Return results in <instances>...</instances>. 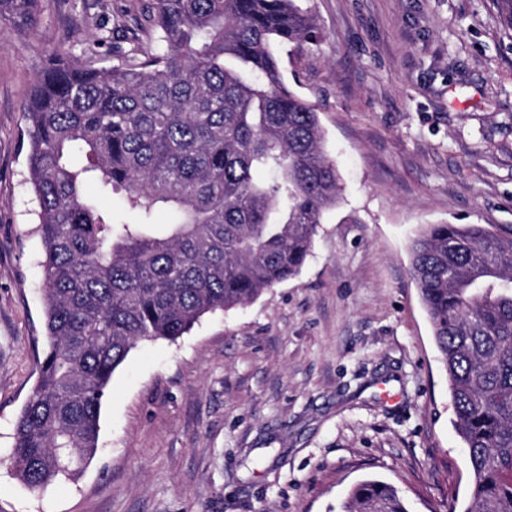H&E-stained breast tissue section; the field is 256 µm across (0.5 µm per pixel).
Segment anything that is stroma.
<instances>
[{"mask_svg":"<svg viewBox=\"0 0 512 512\" xmlns=\"http://www.w3.org/2000/svg\"><path fill=\"white\" fill-rule=\"evenodd\" d=\"M320 31L284 57L318 108L342 195L294 279L143 342L112 376L77 482L26 488L15 421L47 348L22 105L57 51L111 67L102 25L137 0H41L0 29V512H337L359 480L409 512L472 492L448 379L411 274L425 224L512 233V29L494 0H298Z\"/></svg>","mask_w":512,"mask_h":512,"instance_id":"1","label":"stroma"}]
</instances>
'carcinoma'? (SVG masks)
Masks as SVG:
<instances>
[{
    "label": "carcinoma",
    "instance_id": "cac0c4a2",
    "mask_svg": "<svg viewBox=\"0 0 512 512\" xmlns=\"http://www.w3.org/2000/svg\"><path fill=\"white\" fill-rule=\"evenodd\" d=\"M39 2L0 0V25L32 29ZM113 30L134 48L111 68L61 52L23 105L48 350L11 459L33 491L81 477L112 375L139 342H174L296 277L342 191L316 106L283 78L282 50L317 38L295 0H148ZM89 181L132 218L115 221ZM411 256L472 470L464 512H512V236L427 224ZM340 512L409 510L367 479Z\"/></svg>",
    "mask_w": 512,
    "mask_h": 512
}]
</instances>
